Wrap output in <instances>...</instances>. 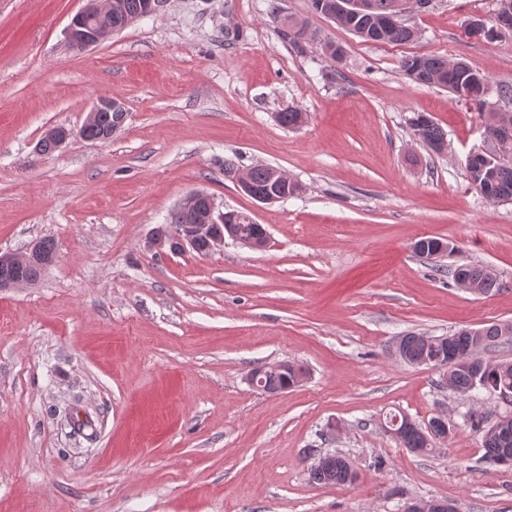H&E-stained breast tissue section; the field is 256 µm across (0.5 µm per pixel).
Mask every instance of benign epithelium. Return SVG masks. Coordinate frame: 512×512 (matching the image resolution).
Segmentation results:
<instances>
[{
  "label": "benign epithelium",
  "instance_id": "7a95c632",
  "mask_svg": "<svg viewBox=\"0 0 512 512\" xmlns=\"http://www.w3.org/2000/svg\"><path fill=\"white\" fill-rule=\"evenodd\" d=\"M165 3V0H142L138 10L125 16L126 24L130 25L144 17L156 13ZM429 6L425 0H401L395 7V14L391 16L394 24L405 22V16L412 10H423ZM124 10L122 0H87V6L75 14L67 28L69 44L83 50L98 45L117 33L112 27V14ZM512 29V11L501 9L495 13L493 25L487 26L477 20L471 24L470 31L475 35H482L492 39L497 34ZM112 113V123L104 130L101 140L106 141L123 127L126 120L124 104L115 98L100 97L89 110L82 128L98 123L99 114ZM73 131L57 126L49 129L39 143V149L45 150V144H50L47 150L54 152L61 147L71 136ZM236 185L249 197L262 204H273L283 200V197L274 195H256L253 193L247 171L239 170L234 176ZM167 223L169 227H157L149 239V246L154 249H167L174 255H183L188 252L200 253L198 245L206 242V251L210 252L224 245L225 238L251 248L262 250L268 243V233L261 235H246L229 232L224 235V213L217 211L214 198L204 191H194L180 201L170 212ZM38 255L34 246L28 251L18 254H0V267H12L33 262Z\"/></svg>",
  "mask_w": 512,
  "mask_h": 512
}]
</instances>
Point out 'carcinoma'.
Wrapping results in <instances>:
<instances>
[{
  "instance_id": "carcinoma-1",
  "label": "carcinoma",
  "mask_w": 512,
  "mask_h": 512,
  "mask_svg": "<svg viewBox=\"0 0 512 512\" xmlns=\"http://www.w3.org/2000/svg\"><path fill=\"white\" fill-rule=\"evenodd\" d=\"M342 2L344 0H311V7L316 12L319 11L320 3L330 7L336 14V23L339 26L367 42L402 44L415 36V31L410 26L395 27L389 23L396 0H366L365 10L355 7L345 10L340 6ZM418 62L421 63L426 75L423 84L441 82L460 99L481 100L487 78L466 62L450 61L437 55H412L402 59L401 68L407 73ZM416 120L423 122L420 130L423 143L434 149L444 142V132L431 117L419 114ZM485 134L494 149L500 150L503 155L498 158L488 153L477 156L471 165L491 172L488 181L490 200L512 201V112L489 113ZM274 171L275 167L269 165L249 168L254 192L266 194L277 190L283 194L293 195L298 190V185H284L278 182L273 179ZM463 272L486 294L498 287L497 281L486 278L484 267L481 265L466 264ZM40 274L41 265L32 263L1 269L0 280L24 279L34 282ZM477 337L487 347L500 339L512 341V327L506 328L501 323L493 322L473 330L463 328L450 336H437L428 342L420 335L408 334L401 339L400 359L412 365L425 364L439 357L445 359L450 353L468 350ZM302 375L304 372L301 367L289 363L284 371L264 377L263 391L274 393L286 390L294 379ZM478 387L496 394L503 390L512 392V362L485 359L478 370L460 366L453 372L450 388L457 393L466 395ZM483 442L486 458L491 463L512 467V416L503 417L495 433H483ZM400 443L413 452L424 453L432 450V447L425 444L416 428H404ZM355 478L356 472L350 460L342 455L331 457L322 471L312 474L314 481L326 485H344L354 482Z\"/></svg>"
}]
</instances>
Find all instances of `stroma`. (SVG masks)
Returning a JSON list of instances; mask_svg holds the SVG:
<instances>
[{
    "instance_id": "35a3bbf8",
    "label": "stroma",
    "mask_w": 512,
    "mask_h": 512,
    "mask_svg": "<svg viewBox=\"0 0 512 512\" xmlns=\"http://www.w3.org/2000/svg\"><path fill=\"white\" fill-rule=\"evenodd\" d=\"M84 4L0 0V253L55 246L35 283L0 288V512H401L411 499L512 512V468L485 461L469 421L503 412L497 396L455 394L444 368L395 353L409 333L512 322V203L482 196L465 167L492 147L487 114L512 112V33L468 27L496 0H433L404 44L362 41L310 0H166L77 51L66 27ZM412 55L483 73L481 102L413 82ZM102 96L127 112L111 140L36 152ZM291 107L304 121L288 128L276 116ZM420 112L444 151L414 136ZM228 158L281 168L299 190L258 204L225 178ZM196 190L264 225L267 247L150 248ZM425 237L451 252L418 256ZM466 263L498 288H458ZM279 361L304 369L299 386H249ZM392 413L451 433L411 452L384 429ZM335 450L356 480L312 482Z\"/></svg>"
}]
</instances>
